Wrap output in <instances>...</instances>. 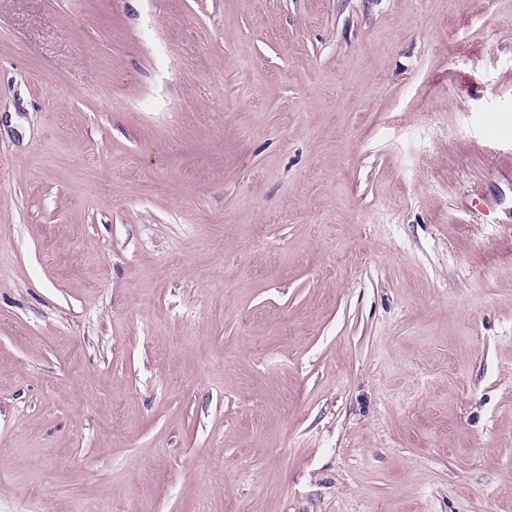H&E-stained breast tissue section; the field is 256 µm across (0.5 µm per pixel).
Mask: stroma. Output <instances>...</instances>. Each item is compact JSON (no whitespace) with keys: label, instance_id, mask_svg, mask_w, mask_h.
I'll return each mask as SVG.
<instances>
[{"label":"stroma","instance_id":"35a3bbf8","mask_svg":"<svg viewBox=\"0 0 512 512\" xmlns=\"http://www.w3.org/2000/svg\"><path fill=\"white\" fill-rule=\"evenodd\" d=\"M0 512H512V0H0Z\"/></svg>","mask_w":512,"mask_h":512}]
</instances>
